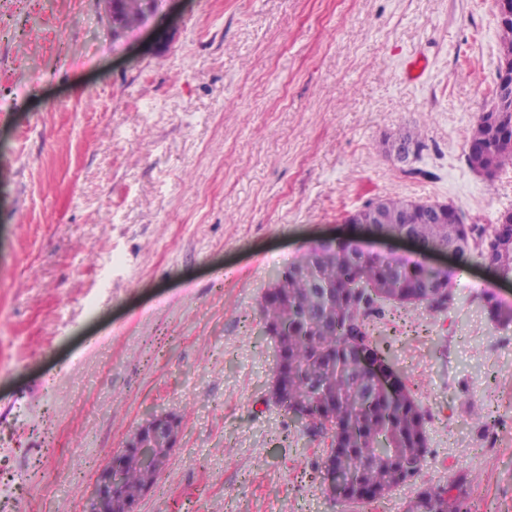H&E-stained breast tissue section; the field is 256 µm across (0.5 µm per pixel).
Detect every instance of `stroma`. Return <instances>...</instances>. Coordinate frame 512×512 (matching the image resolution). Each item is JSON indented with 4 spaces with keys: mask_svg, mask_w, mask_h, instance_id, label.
<instances>
[{
    "mask_svg": "<svg viewBox=\"0 0 512 512\" xmlns=\"http://www.w3.org/2000/svg\"><path fill=\"white\" fill-rule=\"evenodd\" d=\"M427 70L412 79L407 62ZM495 0H0V512H86L147 411L174 447L137 512H365L325 490V435L271 396L272 274L380 197L492 226L512 164L465 159L499 63ZM427 144L403 172L388 137ZM448 310L388 307L375 330L425 414L419 476L468 512H512V305L478 253ZM147 0H119L114 21L120 27L128 28L138 24L144 14Z\"/></svg>",
    "mask_w": 512,
    "mask_h": 512,
    "instance_id": "obj_1",
    "label": "stroma"
}]
</instances>
